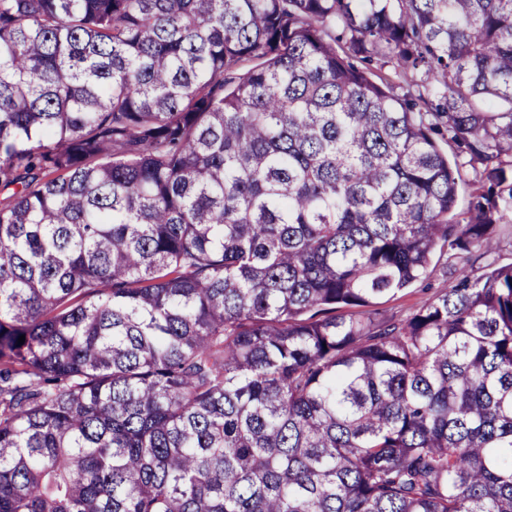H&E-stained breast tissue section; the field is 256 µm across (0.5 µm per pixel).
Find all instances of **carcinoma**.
Instances as JSON below:
<instances>
[{"label": "carcinoma", "instance_id": "carcinoma-1", "mask_svg": "<svg viewBox=\"0 0 512 512\" xmlns=\"http://www.w3.org/2000/svg\"><path fill=\"white\" fill-rule=\"evenodd\" d=\"M497 224L512 0H0V512H512ZM456 274L445 260L434 258L430 275L427 279L403 290L394 297L381 300L376 308L388 318L401 319L420 308L425 302L439 293L448 290L455 283Z\"/></svg>", "mask_w": 512, "mask_h": 512}]
</instances>
